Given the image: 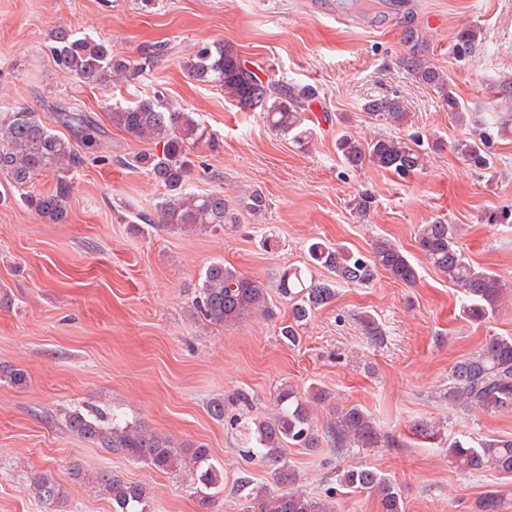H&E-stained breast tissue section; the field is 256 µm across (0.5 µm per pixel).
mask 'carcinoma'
<instances>
[{"label": "carcinoma", "mask_w": 512, "mask_h": 512, "mask_svg": "<svg viewBox=\"0 0 512 512\" xmlns=\"http://www.w3.org/2000/svg\"><path fill=\"white\" fill-rule=\"evenodd\" d=\"M51 37L55 65L85 86L131 71L141 72L160 53L158 49L145 52L134 65L111 53L98 36H78L66 28H57ZM477 41L476 29H460L455 36L458 55L472 52ZM403 42L406 50L400 64L407 75L437 95L453 122L473 128L471 137L453 146L454 152L477 169L493 168L490 138L494 134L512 137V120L503 118L487 123L480 119V113L470 111L448 77L431 63L425 41L410 21L404 26ZM182 70L190 81L223 92L224 100L239 110L261 112L274 132L290 137L296 145L303 147L311 142L313 130L305 124V114L319 101L312 86L264 79L251 67V61L221 43L199 48L183 60ZM362 111L371 119L398 129L409 120L403 102L395 95L371 99L364 103ZM107 116L113 127L150 144L147 150L123 159L124 164L144 171L160 189L155 204L158 217L141 214L140 222L150 226L158 222L175 232H207L240 223L244 212L254 216L265 213L266 197L259 190L230 201L222 192L196 193L189 189V176L196 167L195 148L211 139L196 113L155 94L131 105L114 106ZM96 136L94 125H84L85 144L80 147L54 133L37 113L24 107L0 112V175L22 192L21 200L28 209L47 223L59 224L68 213L73 178L88 163L86 149L92 147ZM336 150L353 168L368 163L403 179L424 170L425 153L418 135H383L361 141L345 134L336 141ZM43 173L53 175L54 187L46 192L28 190ZM415 242L426 261L462 290V318L482 323L496 315L508 286L498 274L465 257L456 241L454 225L441 220L421 224ZM307 255L306 268H287L275 280L278 294L290 302L288 320L282 322L279 334L291 345L299 341V329L314 312L336 299L339 284H368L380 272L405 285L414 284L418 278L406 252L387 238L374 241L369 258L325 242L311 243ZM311 266L326 269L330 277L322 281L311 277ZM273 307L268 285L215 261L206 267L190 311L199 320L230 327L252 314L273 317ZM0 382L23 388L28 383V374L21 368L0 363ZM444 397L450 403L477 407L490 414L512 412V336H491L474 353L458 360L451 369ZM331 401V393L317 386L311 387L303 399L293 389L284 388L276 398L277 413L263 419L231 414L233 406L250 404L244 392L209 403L210 417L237 431L244 455L270 469L278 484L275 489L259 488L248 475L241 474L235 494L242 512H336V496L344 491L376 497L382 512H403V502L394 485L378 469L367 465L343 470L336 486L323 498L292 488L295 476L284 453L288 443L316 448L324 434L332 447L342 452L393 446V441L358 405L342 409L325 427L317 428L310 405H328ZM64 422L73 435L98 448L120 452L133 462L164 472H187L189 487L200 496L205 509L224 491L221 471L211 462L210 449L203 444L179 445L140 422L117 416L107 420L81 409L65 412ZM448 453L465 470L488 468L512 473V439L477 444L456 440L450 444ZM71 475L76 482L91 484L104 492L112 500V512H151L149 492L139 483L128 482L110 471L91 476L78 464ZM30 488L45 502L64 496L63 488L48 476L34 478Z\"/></svg>", "instance_id": "carcinoma-1"}]
</instances>
